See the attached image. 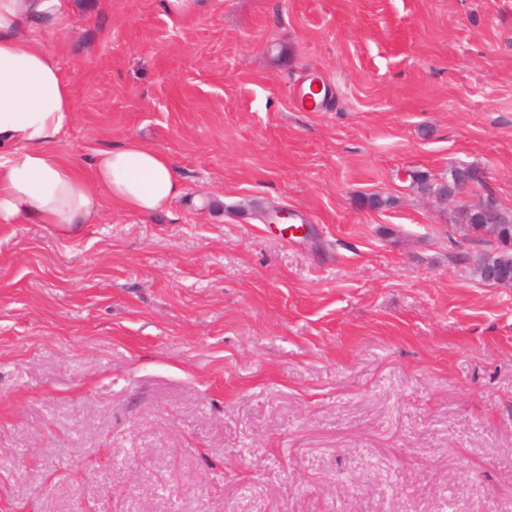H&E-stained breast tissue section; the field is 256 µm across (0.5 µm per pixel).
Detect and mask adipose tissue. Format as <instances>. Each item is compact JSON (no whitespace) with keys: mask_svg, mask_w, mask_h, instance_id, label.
<instances>
[{"mask_svg":"<svg viewBox=\"0 0 512 512\" xmlns=\"http://www.w3.org/2000/svg\"><path fill=\"white\" fill-rule=\"evenodd\" d=\"M75 21L71 0H0V224H48L76 236L100 221L101 197L147 216L181 192L169 158L137 137L96 150L87 173L57 150L76 112L45 43Z\"/></svg>","mask_w":512,"mask_h":512,"instance_id":"obj_1","label":"adipose tissue"}]
</instances>
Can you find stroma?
<instances>
[{
    "label": "stroma",
    "instance_id": "1",
    "mask_svg": "<svg viewBox=\"0 0 512 512\" xmlns=\"http://www.w3.org/2000/svg\"><path fill=\"white\" fill-rule=\"evenodd\" d=\"M74 11L59 150L135 136L183 191L0 226V512H512V286L410 179L512 210V0ZM316 81L315 79H311L309 84L307 86L299 85L292 89L291 91V97L294 102V104L302 109L316 112L319 111L323 112L324 110V104L326 100V90L325 85L322 83V87L320 89L321 93V101H317L316 98L311 93H307L309 85L312 84V82ZM323 92V94H322Z\"/></svg>",
    "mask_w": 512,
    "mask_h": 512
}]
</instances>
